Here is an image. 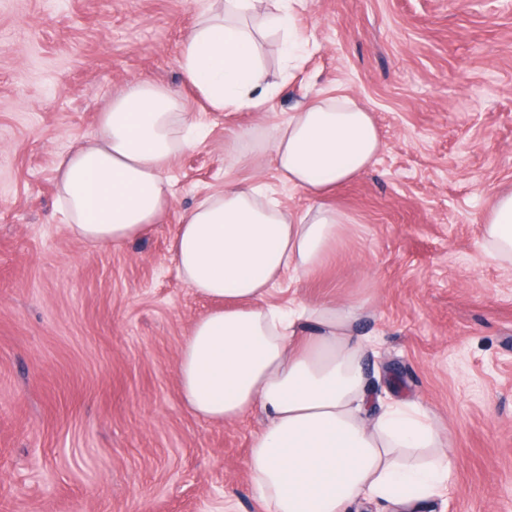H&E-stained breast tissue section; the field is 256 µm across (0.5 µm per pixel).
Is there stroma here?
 <instances>
[{
	"label": "stroma",
	"instance_id": "35a3bbf8",
	"mask_svg": "<svg viewBox=\"0 0 512 512\" xmlns=\"http://www.w3.org/2000/svg\"><path fill=\"white\" fill-rule=\"evenodd\" d=\"M506 2L303 0L308 53L288 67L275 38L260 45L267 111L218 112L178 65L208 0H0V512H264L247 469L264 417L213 423L182 402L179 353L213 304L170 252L182 213L230 176L307 207L270 141L320 92L372 112L384 147L327 197L347 229L296 297L369 301L371 390L447 425L458 466L414 512H512V266L480 238L512 188ZM136 79L180 88L202 134L167 171L160 224L101 249L63 224L56 169Z\"/></svg>",
	"mask_w": 512,
	"mask_h": 512
}]
</instances>
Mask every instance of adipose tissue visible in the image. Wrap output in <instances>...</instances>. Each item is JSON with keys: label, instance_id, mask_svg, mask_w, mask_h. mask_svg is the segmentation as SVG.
I'll use <instances>...</instances> for the list:
<instances>
[{"label": "adipose tissue", "instance_id": "1", "mask_svg": "<svg viewBox=\"0 0 512 512\" xmlns=\"http://www.w3.org/2000/svg\"><path fill=\"white\" fill-rule=\"evenodd\" d=\"M296 2L220 0L183 43L185 82L214 110L262 109L271 90L261 39L275 35L288 63L307 50L293 29ZM193 130L177 90L130 83L102 113L98 134L58 166L69 230L109 248L157 224L172 200L166 171L195 144ZM382 146L371 112L349 97L316 95L275 127L270 145L281 180L311 208L285 209L259 180H229L181 217L172 261L216 303L182 346V399L212 422L266 417L247 457L265 512H352L363 503L408 512L453 468L447 428L419 402L375 401L363 366L372 341L355 333L364 302L269 301L284 277L296 282L323 266L347 224L325 199L370 169ZM481 235L490 256L512 263L511 190L493 198Z\"/></svg>", "mask_w": 512, "mask_h": 512}]
</instances>
